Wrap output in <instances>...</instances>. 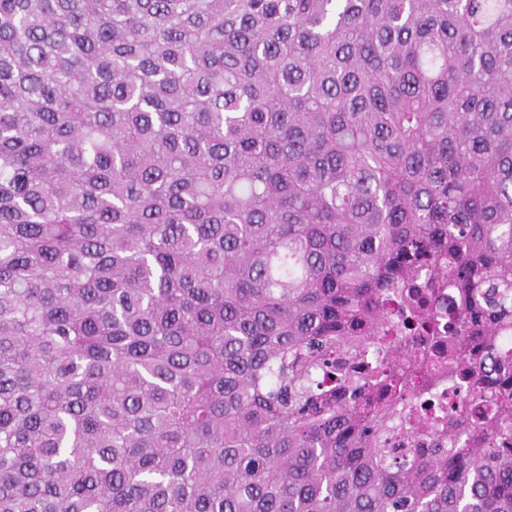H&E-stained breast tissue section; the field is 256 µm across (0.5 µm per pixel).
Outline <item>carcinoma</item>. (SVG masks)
I'll return each instance as SVG.
<instances>
[{"mask_svg":"<svg viewBox=\"0 0 512 512\" xmlns=\"http://www.w3.org/2000/svg\"><path fill=\"white\" fill-rule=\"evenodd\" d=\"M511 330L512 0H0V512H512Z\"/></svg>","mask_w":512,"mask_h":512,"instance_id":"cac0c4a2","label":"carcinoma"}]
</instances>
